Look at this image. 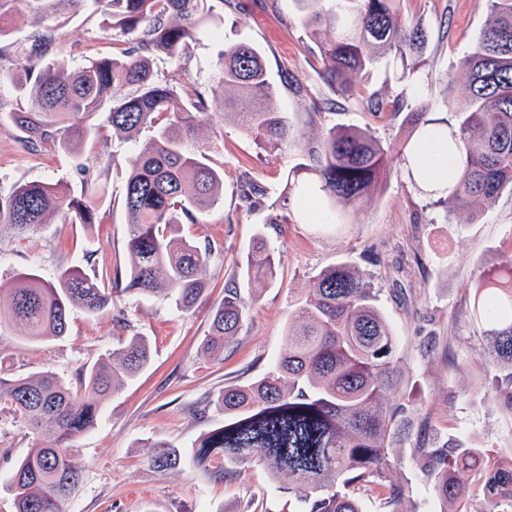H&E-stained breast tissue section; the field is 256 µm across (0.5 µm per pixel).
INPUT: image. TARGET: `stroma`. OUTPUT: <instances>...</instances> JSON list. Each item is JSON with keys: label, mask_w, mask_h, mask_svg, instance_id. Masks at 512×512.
<instances>
[{"label": "stroma", "mask_w": 512, "mask_h": 512, "mask_svg": "<svg viewBox=\"0 0 512 512\" xmlns=\"http://www.w3.org/2000/svg\"><path fill=\"white\" fill-rule=\"evenodd\" d=\"M399 10L428 36L421 69L404 76L399 60L386 54L342 96L333 95L323 78L296 0H232L217 24L198 33L182 66L160 58L154 70L159 81L191 98L211 87L225 42L245 41L262 50L275 85L273 105L300 134V146L315 145L334 126L366 128L382 142H399L410 133V112L423 107L446 111L450 92L465 97L459 62L489 18L480 0H399ZM16 17L0 38V72L9 76L16 71L14 49L48 24L73 68L111 56L122 40L95 0H85L77 13L49 18L30 12L19 0ZM373 94L382 111L370 109ZM330 98L336 105L329 109ZM315 102L323 109L312 118L308 112ZM26 103L16 83L0 84V190L19 180L53 183L93 161L102 221L87 227L54 216L24 235L0 237V286L10 287L21 272L54 279L79 258L87 273L97 275L127 264L123 196L139 141L113 137L106 126L78 155L50 145L27 150L9 119ZM249 109L248 99L236 98L232 113L196 133L224 169V195L203 223L183 225L182 233L214 240L224 253L211 261L208 290L194 311L181 313L161 294L130 292L119 303L127 318L123 325L115 323L112 310L90 315L75 308L66 336L47 342L33 343L15 329H0V373L22 377L49 371L71 384L80 369L118 348L129 333L150 341L149 366L104 403L95 428L77 442L85 470L65 512H280L288 495L262 466L219 481L190 461L161 474L147 459L155 443L187 449L201 434L223 425V414L209 409V401L225 386L253 381L274 365L311 277L340 262L369 277L379 292L406 375V403L426 416L435 433L512 448V413L482 397L494 370L472 312L479 259L512 249V193L480 204L474 215L451 211L425 194L396 160L382 191L362 198L344 223L312 224L294 207L287 223L273 224L269 218L280 211L285 175L298 162L300 146L257 147L238 122L239 113ZM245 175L263 190L256 202L242 197ZM260 232L274 249L277 267L271 280L253 284L243 275L242 261ZM234 287L252 298L244 328L223 362L205 361L200 347L212 311L225 289ZM54 438L52 429L32 434L8 409L0 410V449L9 451L8 457L0 456V512H13L14 460L34 442L48 444ZM392 454L413 486L408 512H437L439 504L420 480L410 448Z\"/></svg>", "instance_id": "1"}]
</instances>
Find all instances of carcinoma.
Returning a JSON list of instances; mask_svg holds the SVG:
<instances>
[{"label": "carcinoma", "mask_w": 512, "mask_h": 512, "mask_svg": "<svg viewBox=\"0 0 512 512\" xmlns=\"http://www.w3.org/2000/svg\"><path fill=\"white\" fill-rule=\"evenodd\" d=\"M52 2L59 13L74 12L83 0H26L39 13ZM226 0H96L112 18V28L132 36L120 54L73 70L58 59L40 61L57 51L52 30L44 29L17 54L25 74L21 89L27 106L11 113L26 134L28 148L51 141L78 152L99 137L98 119L107 114L112 134L132 139L144 129L145 141L128 174L124 209L128 264L114 270L112 285L75 264L45 280L21 272L13 287H0V327H13L29 339L44 341L67 333L70 311L96 314L116 305L115 296L135 291L167 292L183 313L191 312L208 280L211 259L222 252L213 240L199 243L181 235L180 225L197 224L224 191V168L194 131L217 111L246 96L252 109L243 115L246 133L258 146L299 144L282 113L271 107L274 87L262 52L246 42H227L214 85L183 99L155 77L154 56L176 65L186 58L197 31L214 20L213 2ZM311 36L320 27L334 38L318 42L323 75L331 90L351 87L382 55L394 52L419 66L425 31L401 17L397 0H300ZM489 20L460 66L468 92L459 102L447 97L450 117L411 112L408 122L421 137L448 134V148H459L463 163L454 187L443 200L448 210L490 202L512 190V0H482ZM416 142L385 146L370 131L333 126L320 143L301 150V161L287 174L280 194L281 219L288 221L291 198L312 219L329 223L336 208L353 207L381 189L392 154L413 168ZM97 178L84 165L64 184L20 181L0 193V237L24 233L49 217L69 224L100 222L97 199L87 188ZM274 249L256 235L245 256L247 278L270 279ZM247 303L237 288L224 290L213 311L204 358L224 360L226 345L239 334ZM474 313L485 324L487 354L497 374L488 398L512 413V253L502 251L483 262L474 288ZM286 348L260 378L224 389L215 406L224 425L202 434L191 459L204 473L222 480L258 463L281 489L302 488L298 505L282 512H363L356 487L378 494L384 512H407L411 482L399 479L391 445L410 444L421 462L420 478L441 504L440 512H470L481 499L487 512H512V448H485L449 437L432 438L427 419L406 404L403 370L395 336L370 281L346 263L311 277L304 301L292 315ZM151 346L132 335L79 374L73 387L49 371L26 377L0 376V402L31 433L55 432L47 446L33 445L13 467L14 512H64L80 482L84 463L77 440L95 427L102 405L124 382L148 366ZM186 453L157 444L148 463L157 472L177 469Z\"/></svg>", "instance_id": "1"}]
</instances>
